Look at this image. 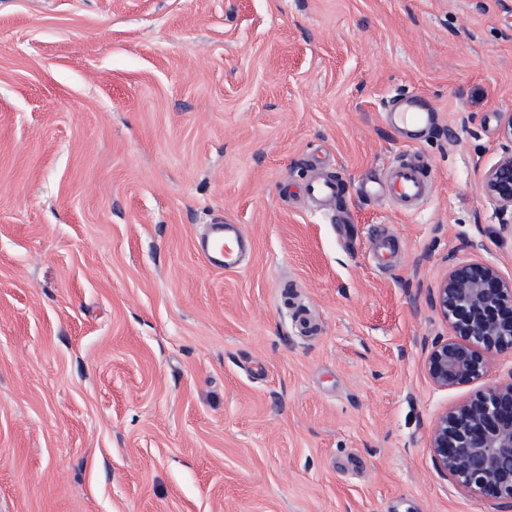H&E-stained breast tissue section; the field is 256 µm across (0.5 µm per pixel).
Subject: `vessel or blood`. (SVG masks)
Segmentation results:
<instances>
[{
  "label": "vessel or blood",
  "instance_id": "vessel-or-blood-1",
  "mask_svg": "<svg viewBox=\"0 0 512 512\" xmlns=\"http://www.w3.org/2000/svg\"><path fill=\"white\" fill-rule=\"evenodd\" d=\"M387 110L414 130L427 127L432 122L431 112L415 109L402 98H390ZM368 190L374 195L386 196L402 211L415 212L429 200L432 184L421 164L397 157L388 163L383 179L372 181ZM303 193L313 205L328 206L335 202L338 186L332 176L316 175L306 181ZM249 243L240 225L220 223L209 225L198 247L209 264L230 271L238 269L239 254Z\"/></svg>",
  "mask_w": 512,
  "mask_h": 512
}]
</instances>
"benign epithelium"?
Masks as SVG:
<instances>
[{"instance_id": "7a95c632", "label": "benign epithelium", "mask_w": 512, "mask_h": 512, "mask_svg": "<svg viewBox=\"0 0 512 512\" xmlns=\"http://www.w3.org/2000/svg\"><path fill=\"white\" fill-rule=\"evenodd\" d=\"M486 198L512 223V146L482 178ZM430 304L453 337L432 343L429 379L447 388L485 377L497 354L512 352V281L490 263L452 267L430 294ZM429 448L437 468L477 497L512 502V379L435 420Z\"/></svg>"}]
</instances>
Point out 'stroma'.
Listing matches in <instances>:
<instances>
[{"instance_id": "obj_1", "label": "stroma", "mask_w": 512, "mask_h": 512, "mask_svg": "<svg viewBox=\"0 0 512 512\" xmlns=\"http://www.w3.org/2000/svg\"><path fill=\"white\" fill-rule=\"evenodd\" d=\"M510 113L512 0H0V512H512L429 448L512 353L425 365L451 267L512 280ZM413 155L419 211L362 191ZM320 170L349 223L295 196ZM415 95L408 96L405 99L392 97L387 101V112L393 115H400L401 122L413 130L427 127L432 122V112L421 111L409 105ZM409 101V102H408ZM504 137L510 141L499 160L490 167L482 178V189L486 198L502 214V224L512 223V113L503 121ZM510 215L509 219L504 216ZM251 240L238 224H211L205 238L198 243L199 250L214 267L225 271L239 268V254Z\"/></svg>"}]
</instances>
